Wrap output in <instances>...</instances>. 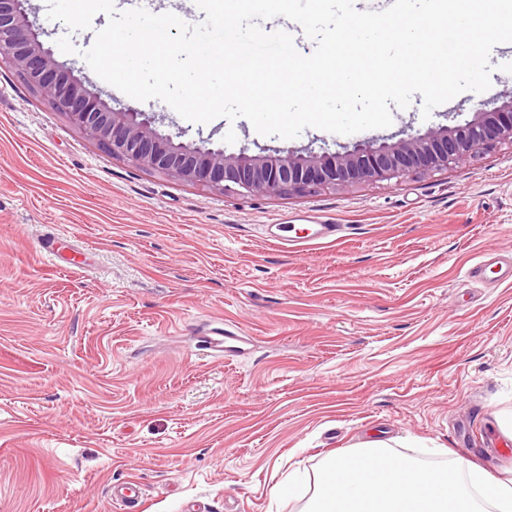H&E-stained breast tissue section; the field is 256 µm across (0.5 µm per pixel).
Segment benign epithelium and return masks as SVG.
Returning <instances> with one entry per match:
<instances>
[{
    "label": "benign epithelium",
    "instance_id": "obj_1",
    "mask_svg": "<svg viewBox=\"0 0 512 512\" xmlns=\"http://www.w3.org/2000/svg\"><path fill=\"white\" fill-rule=\"evenodd\" d=\"M26 0H0V50L21 76L89 140L132 164L220 192L276 195L347 190L446 170L512 147V94L492 109L478 107L462 126H441L395 142L365 141L344 153H226L174 142L138 112L112 108L61 66L28 19Z\"/></svg>",
    "mask_w": 512,
    "mask_h": 512
}]
</instances>
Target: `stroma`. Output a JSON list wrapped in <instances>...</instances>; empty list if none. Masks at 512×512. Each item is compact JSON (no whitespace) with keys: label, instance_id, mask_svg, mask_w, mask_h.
Listing matches in <instances>:
<instances>
[{"label":"stroma","instance_id":"1","mask_svg":"<svg viewBox=\"0 0 512 512\" xmlns=\"http://www.w3.org/2000/svg\"><path fill=\"white\" fill-rule=\"evenodd\" d=\"M26 7L113 108L229 153L423 134L512 91L496 47L490 88L429 118L417 93L385 129L262 136L100 79L83 53L106 15L72 32L46 0ZM278 224L342 233L275 243ZM488 251L512 253L510 147L345 191L225 194L110 155L0 56V512H123L110 494L131 479L142 512H300L323 459L370 440L512 469L490 445L512 414V284L464 276ZM207 323L241 355L203 348Z\"/></svg>","mask_w":512,"mask_h":512}]
</instances>
